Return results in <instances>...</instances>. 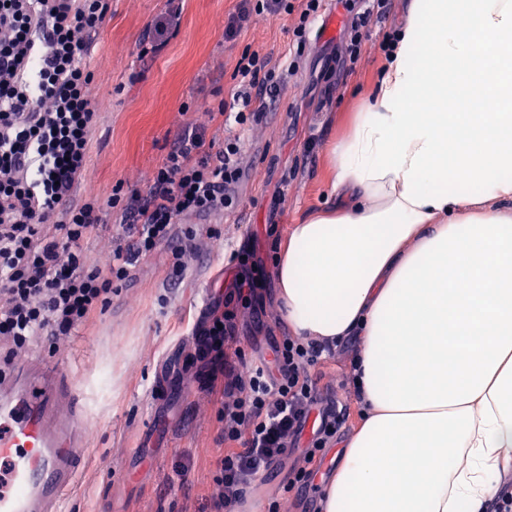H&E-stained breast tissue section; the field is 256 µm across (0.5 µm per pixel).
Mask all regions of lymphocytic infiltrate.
I'll list each match as a JSON object with an SVG mask.
<instances>
[{
  "label": "lymphocytic infiltrate",
  "mask_w": 512,
  "mask_h": 512,
  "mask_svg": "<svg viewBox=\"0 0 512 512\" xmlns=\"http://www.w3.org/2000/svg\"><path fill=\"white\" fill-rule=\"evenodd\" d=\"M348 17L346 50L358 61L369 37V0H338ZM323 0H242L224 18L236 36L250 14H297L293 42L303 46ZM110 0H0V345L19 353L29 340L71 336L112 298L115 283L136 264L169 246L175 274L195 250L193 231L178 232L187 214L236 208L233 187L243 176V132L278 94L283 74L257 52L236 61L235 85L224 119L236 127L222 142L205 139L184 124L171 149L146 176L145 188H113L107 199L70 201L90 176L91 135L99 120L89 89L101 73L84 62L88 36L105 22ZM124 225L109 248L86 262L83 243L96 234L104 210ZM233 291L211 313L205 345L219 353L210 395L217 404L224 449L211 461L210 512H235L249 488L265 481L292 453L285 493L307 488L329 448L344 431L345 403H324L329 385L321 366L337 343L300 336L269 339L270 359L247 358L239 344V314L258 298L266 259L234 250Z\"/></svg>",
  "instance_id": "1"
}]
</instances>
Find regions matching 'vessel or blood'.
Instances as JSON below:
<instances>
[{"label": "vessel or blood", "instance_id": "obj_1", "mask_svg": "<svg viewBox=\"0 0 512 512\" xmlns=\"http://www.w3.org/2000/svg\"><path fill=\"white\" fill-rule=\"evenodd\" d=\"M83 409L67 373L18 355L0 379V512H64L85 457Z\"/></svg>", "mask_w": 512, "mask_h": 512}]
</instances>
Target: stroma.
I'll return each instance as SVG.
<instances>
[{
	"instance_id": "stroma-1",
	"label": "stroma",
	"mask_w": 512,
	"mask_h": 512,
	"mask_svg": "<svg viewBox=\"0 0 512 512\" xmlns=\"http://www.w3.org/2000/svg\"><path fill=\"white\" fill-rule=\"evenodd\" d=\"M239 3L185 0L176 30L148 55L142 42L166 0H111L105 24L91 36L86 64L105 79L90 91L100 121L91 136V175L74 187L75 203L106 196L157 166L185 120L222 140V125L209 115L229 98L244 49L268 56L286 79L246 134L237 209L209 215L204 224L184 217L197 235L183 276L170 278L171 251L161 248L74 330L68 348H53L43 336L31 341L29 353L71 374L84 399L86 461L65 512H205L210 462L222 447L207 399L218 362L193 331L233 282L208 232L263 257L275 238H287L289 225L333 206L332 149L386 63L375 50L354 64L339 60L343 16L332 0H325L301 56L290 52L291 23L280 16L252 17L226 40L224 17ZM184 107L189 115H181ZM182 467L183 485L172 484Z\"/></svg>"
}]
</instances>
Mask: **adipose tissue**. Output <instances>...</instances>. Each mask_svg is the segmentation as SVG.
I'll list each match as a JSON object with an SVG mask.
<instances>
[{
  "mask_svg": "<svg viewBox=\"0 0 512 512\" xmlns=\"http://www.w3.org/2000/svg\"><path fill=\"white\" fill-rule=\"evenodd\" d=\"M335 169L276 270L293 332L358 340L323 512H486L512 466V0H410Z\"/></svg>",
  "mask_w": 512,
  "mask_h": 512,
  "instance_id": "1",
  "label": "adipose tissue"
}]
</instances>
